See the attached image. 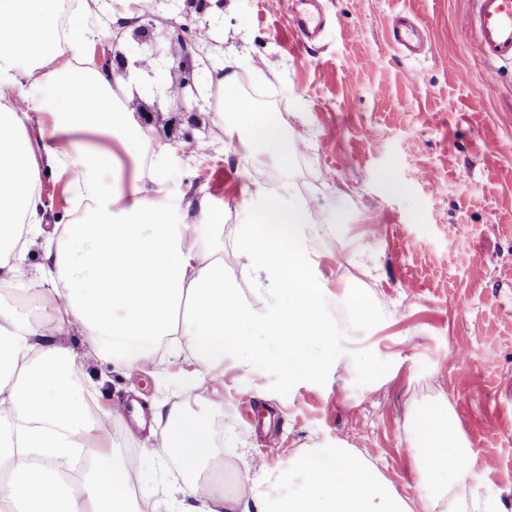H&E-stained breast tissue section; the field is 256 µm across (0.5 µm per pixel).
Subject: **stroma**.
Returning <instances> with one entry per match:
<instances>
[{
  "label": "stroma",
  "mask_w": 512,
  "mask_h": 512,
  "mask_svg": "<svg viewBox=\"0 0 512 512\" xmlns=\"http://www.w3.org/2000/svg\"><path fill=\"white\" fill-rule=\"evenodd\" d=\"M319 5L322 27L308 41L266 0H209L202 16L186 0H140L208 26L198 51L233 83L191 112L118 81L152 124L141 129L131 114L130 133L146 140L114 152L124 175L144 171V197L170 204L175 223L202 222V199L222 214L202 244L223 257L239 302L257 316L270 313L277 284H256L239 256L242 225L263 235L254 191L309 207L302 246L333 330L331 346H309L322 372L292 374L271 359L251 376L233 352L211 371L214 394L203 400L189 388V357L172 359L163 346L132 374L66 336L74 384L96 386L93 410L135 401L209 420L215 438L233 445L223 460L237 477L263 462L259 490L269 500L302 483L299 458L340 445L374 465L412 512H426L427 494L415 482L406 411L447 408L469 460L483 462L458 495L468 502L491 490L512 512V62L486 59L463 25L476 0ZM401 14L426 27L430 47L418 57L388 39ZM243 100L250 111H240ZM259 113L287 140V157L256 142ZM187 133L189 151L178 144ZM385 174L399 191H388ZM355 293L367 296V311L350 307Z\"/></svg>",
  "instance_id": "stroma-1"
}]
</instances>
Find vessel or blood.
Instances as JSON below:
<instances>
[{
    "mask_svg": "<svg viewBox=\"0 0 512 512\" xmlns=\"http://www.w3.org/2000/svg\"><path fill=\"white\" fill-rule=\"evenodd\" d=\"M463 22L476 30L480 49L487 59L512 61V0H477L476 11L465 16ZM389 40L411 57L424 50L420 30L402 16L393 21Z\"/></svg>",
    "mask_w": 512,
    "mask_h": 512,
    "instance_id": "obj_1",
    "label": "vessel or blood"
}]
</instances>
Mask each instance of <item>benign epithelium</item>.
<instances>
[{
    "label": "benign epithelium",
    "instance_id": "1",
    "mask_svg": "<svg viewBox=\"0 0 512 512\" xmlns=\"http://www.w3.org/2000/svg\"><path fill=\"white\" fill-rule=\"evenodd\" d=\"M159 21L160 17L150 12L136 18V28L132 34L136 47L128 55L110 51L105 41L98 44L96 55L101 62V70L126 81L141 82L154 77L158 71H167L174 77L172 84L166 88L169 95L181 97L188 90L196 91L200 77V64L195 49L199 31L187 23L176 24L170 21L168 25L174 27L173 38L179 50L167 54L154 48L147 55L143 53V45L154 44V32Z\"/></svg>",
    "mask_w": 512,
    "mask_h": 512
}]
</instances>
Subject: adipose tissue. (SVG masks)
I'll use <instances>...</instances> for the list:
<instances>
[{"instance_id": "obj_1", "label": "adipose tissue", "mask_w": 512, "mask_h": 512, "mask_svg": "<svg viewBox=\"0 0 512 512\" xmlns=\"http://www.w3.org/2000/svg\"><path fill=\"white\" fill-rule=\"evenodd\" d=\"M60 0H0V282L38 288L51 314L18 320L0 306V512H137L122 488L129 481L155 484L144 467L130 474L119 457L95 448L111 436L115 409L89 414L83 394L67 379L76 356L58 342L78 334L136 371L153 351L170 343L173 355L188 353L197 368L192 390L208 392L207 373L232 349H243L237 327L244 310L224 275V261L203 252L200 238L215 212L199 201L206 224H177L171 207L141 194L142 173L128 186L101 185L96 173L111 170L115 158L100 136L114 137L126 122L128 105L102 71L72 77L57 65L66 51H78L98 35L95 22L70 28L65 40L54 32ZM39 78L53 95L31 93ZM50 116L39 131L42 151L29 133L32 113ZM67 173L77 199L92 201L85 222L46 228L47 205L39 181L43 169ZM264 234L288 241L270 252L243 225L240 256L256 283L276 280L282 296L277 313L256 321L271 337L276 358L288 367L307 364L310 342H330L320 282L300 244L310 221L307 205L284 206L277 190L261 189ZM40 247L42 260L27 255ZM152 420L163 434L150 454L177 455L191 478L166 488L161 506L178 512H411L366 460L343 446L304 456L303 492L289 493L278 506L243 481L229 497L213 494L197 468L220 453L210 425L180 407H155ZM412 457L419 486L429 489V512H460L457 487L471 477L465 441L446 411L408 410ZM89 460L72 482L58 466L74 453Z\"/></svg>"}]
</instances>
